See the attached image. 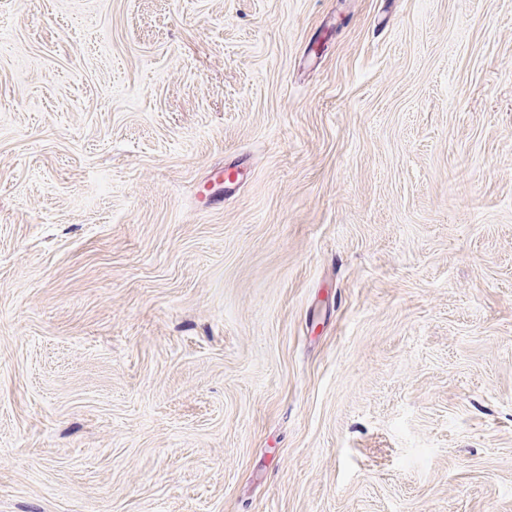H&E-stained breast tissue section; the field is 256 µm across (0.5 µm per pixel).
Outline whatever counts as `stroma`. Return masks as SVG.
Instances as JSON below:
<instances>
[{
    "label": "stroma",
    "instance_id": "35a3bbf8",
    "mask_svg": "<svg viewBox=\"0 0 512 512\" xmlns=\"http://www.w3.org/2000/svg\"><path fill=\"white\" fill-rule=\"evenodd\" d=\"M0 512H512V0H0Z\"/></svg>",
    "mask_w": 512,
    "mask_h": 512
}]
</instances>
